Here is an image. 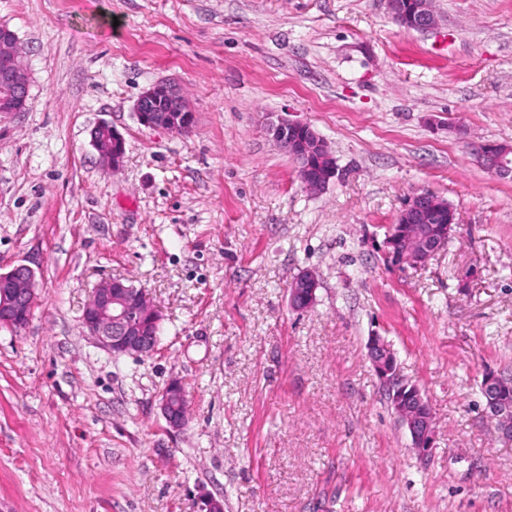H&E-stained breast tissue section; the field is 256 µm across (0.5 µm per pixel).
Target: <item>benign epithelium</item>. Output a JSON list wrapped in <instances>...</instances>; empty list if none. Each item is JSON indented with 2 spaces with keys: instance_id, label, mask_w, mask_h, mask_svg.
Instances as JSON below:
<instances>
[{
  "instance_id": "7a95c632",
  "label": "benign epithelium",
  "mask_w": 512,
  "mask_h": 512,
  "mask_svg": "<svg viewBox=\"0 0 512 512\" xmlns=\"http://www.w3.org/2000/svg\"><path fill=\"white\" fill-rule=\"evenodd\" d=\"M393 18L410 29L427 30L435 25L436 18L430 0H389ZM0 87L14 97L26 99L29 83L19 62L15 35L0 32ZM182 94L175 88L158 84L144 92L135 103L141 125L151 129L174 130L181 126L190 129L193 114L182 107ZM272 138L290 155L303 157V180L311 192H319L329 183L310 161L333 158L326 142L313 126L300 120L282 116L269 127ZM91 144L99 156L114 171L120 169L125 158V139L108 122L98 123L91 131ZM483 167L494 176L512 178V148L498 143H475L472 146ZM402 224H453L452 210L439 203L428 191L413 194L400 211ZM448 237L427 239L417 245L399 250L396 261L400 265H417L427 262L443 246ZM35 271L25 264L15 265L7 272H0V326L19 332L29 322L35 304ZM317 282L308 274L298 277L290 288L289 300L293 308H310L316 301ZM81 321L89 335L115 355H152L160 342L159 311L150 302L146 292L121 277H111L100 282L83 308ZM393 353L390 345L378 336L372 337L368 355L379 377L389 386V399L401 425L409 432L412 445L422 457L432 447L434 423L425 421L420 408L425 403L418 388L408 389V383L399 378L397 365L389 363ZM501 375L488 372L481 382L486 414L496 420L501 436L512 442V405L500 397ZM159 407L168 426L178 431L188 420L187 398L181 383L170 382L161 393Z\"/></svg>"
}]
</instances>
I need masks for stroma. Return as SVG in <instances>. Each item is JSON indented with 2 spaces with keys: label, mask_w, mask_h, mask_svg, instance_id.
<instances>
[{
  "label": "stroma",
  "mask_w": 512,
  "mask_h": 512,
  "mask_svg": "<svg viewBox=\"0 0 512 512\" xmlns=\"http://www.w3.org/2000/svg\"><path fill=\"white\" fill-rule=\"evenodd\" d=\"M0 0L29 77L0 117V270L36 273L0 327V512H512V442L484 413L512 374V180L472 143L512 145V0ZM179 87L188 134L134 112ZM290 113L337 176L308 191L267 131ZM124 137L111 171L90 143ZM428 190L459 226L427 264L383 241ZM304 273L315 305L291 308ZM144 288L158 349L116 356L81 325L108 277ZM388 342L428 399L418 457L368 358ZM185 388L170 430L159 398ZM393 18L409 29L427 30L436 18L429 0H389ZM110 139H112V150L108 144ZM91 144L112 171L120 169L125 158V139L112 124L98 123L91 131ZM35 271L25 263L0 272V326L14 332L26 327L35 304ZM159 407L168 426L181 430L188 420L187 398L181 383L170 382L161 393Z\"/></svg>",
  "instance_id": "obj_1"
}]
</instances>
